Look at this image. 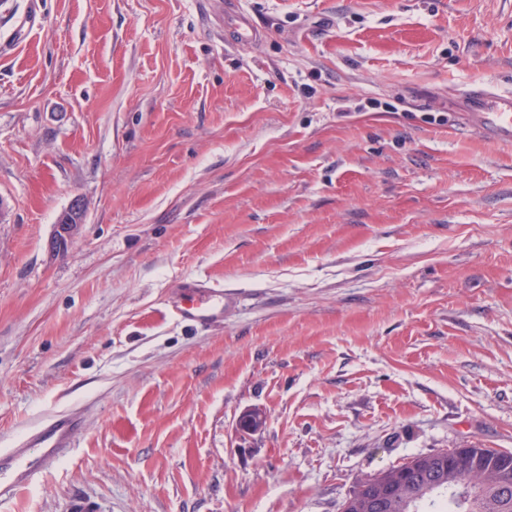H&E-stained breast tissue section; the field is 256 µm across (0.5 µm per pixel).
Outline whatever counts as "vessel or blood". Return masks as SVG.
Wrapping results in <instances>:
<instances>
[{"label":"vessel or blood","mask_w":512,"mask_h":512,"mask_svg":"<svg viewBox=\"0 0 512 512\" xmlns=\"http://www.w3.org/2000/svg\"><path fill=\"white\" fill-rule=\"evenodd\" d=\"M467 96L477 108L473 115L477 129L490 139L512 144V94L477 87ZM236 300V293L210 288L198 279L179 285L168 306L177 319L207 326L221 321ZM83 420L79 406L48 413L18 435L13 447L0 448V512H6L19 491L32 486L74 448L73 435Z\"/></svg>","instance_id":"vessel-or-blood-1"}]
</instances>
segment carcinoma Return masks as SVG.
<instances>
[{
    "label": "carcinoma",
    "mask_w": 512,
    "mask_h": 512,
    "mask_svg": "<svg viewBox=\"0 0 512 512\" xmlns=\"http://www.w3.org/2000/svg\"><path fill=\"white\" fill-rule=\"evenodd\" d=\"M407 482L380 488L371 478L356 485L343 512H358L354 501L365 499L367 512H425L448 502L449 512H512V451L467 448L448 459V451L416 456L406 462Z\"/></svg>",
    "instance_id": "1"
}]
</instances>
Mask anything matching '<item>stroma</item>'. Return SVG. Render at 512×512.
Here are the masks:
<instances>
[{"mask_svg":"<svg viewBox=\"0 0 512 512\" xmlns=\"http://www.w3.org/2000/svg\"><path fill=\"white\" fill-rule=\"evenodd\" d=\"M474 85L512 93V0H0V448L87 408L13 512H341L512 451V146ZM196 279L222 323L170 313ZM467 96L472 106L485 111L470 112L477 129L492 140L512 144V94H496L477 87ZM85 220V208L82 201L74 199L70 206L58 218L55 225V231L52 238V248L54 250L62 249L79 232ZM237 301L231 291L210 288L202 279L179 285L168 298V306L175 317L195 325L207 326L221 321L224 311Z\"/></svg>","mask_w":512,"mask_h":512,"instance_id":"35a3bbf8","label":"stroma"}]
</instances>
